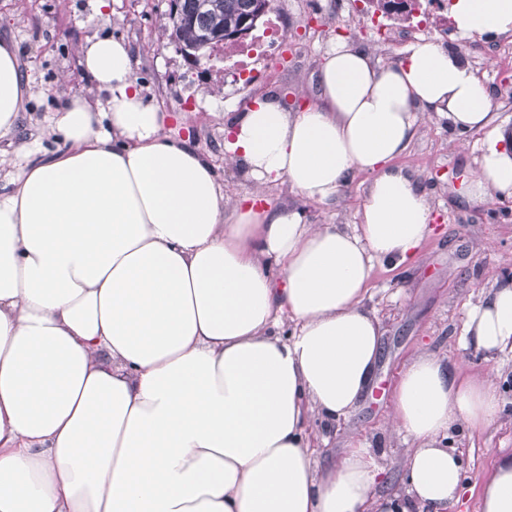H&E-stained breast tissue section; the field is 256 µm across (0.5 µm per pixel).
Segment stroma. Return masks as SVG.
<instances>
[{"label": "stroma", "mask_w": 512, "mask_h": 512, "mask_svg": "<svg viewBox=\"0 0 512 512\" xmlns=\"http://www.w3.org/2000/svg\"><path fill=\"white\" fill-rule=\"evenodd\" d=\"M273 8L284 19L289 43L301 52L294 62L269 68L264 79L246 85L226 81L213 60L194 69L185 65L161 31L168 0H110L103 15L95 12L94 0H0V39L16 43L22 70L34 78L17 133L0 138V156L15 157L21 144L34 140L54 148L47 126L64 101L76 95L101 101L82 72L78 49L91 36L108 35L129 44L133 77L143 96L174 116L167 135L190 139L209 157L224 182L228 204L259 190L264 206L303 211L309 223H358L370 175L352 174L328 203L306 199L285 180L257 187L225 155L224 126L264 95H276L291 111L317 100L323 53L335 35L351 36L353 43L368 48L379 67L397 64L409 40L373 25L365 35H350L347 14L337 11L336 0H274ZM431 41L474 67L492 93L494 126L512 133V51L505 48L512 32L462 39L452 30ZM419 123L418 133L392 165L424 188L434 232L410 264L375 265L364 300L381 332L373 380L353 411L333 424L311 415L308 431L317 466L330 465L364 443L384 467L381 490L396 491L403 486L411 444L389 430L386 420L404 367L428 352L465 376L496 369L497 417L478 432L459 427L452 442L463 460L464 477L460 499L449 510L480 512L484 481L499 456L512 453V355L485 358L466 348L461 336L469 311L492 288L512 279V198L493 194L470 202L457 192L462 173L477 166L486 130L457 135L447 119L429 111L421 113Z\"/></svg>", "instance_id": "35a3bbf8"}]
</instances>
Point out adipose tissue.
Wrapping results in <instances>:
<instances>
[{"label": "adipose tissue", "instance_id": "adipose-tissue-1", "mask_svg": "<svg viewBox=\"0 0 512 512\" xmlns=\"http://www.w3.org/2000/svg\"><path fill=\"white\" fill-rule=\"evenodd\" d=\"M451 11L463 38L512 31V0ZM80 54L105 103L70 99L49 124L63 150L22 145L0 189V512H447L463 480L447 439L497 416L491 378L429 353L403 369L391 418L413 446L400 492H378L363 446L317 470L306 423L357 405L380 351L363 305L373 266L410 263L431 231L423 190L391 165L419 112L458 134L487 129L462 197H512V152L471 66L416 41L380 69L338 36L317 101L289 112L259 98L225 127V152L260 186L285 179L327 203L370 174L349 230L245 199L226 210L204 154L165 136L171 115L144 100L129 45L95 36ZM29 90L16 44L0 40V137ZM463 341L512 354V282L470 310ZM481 512H512V455Z\"/></svg>", "mask_w": 512, "mask_h": 512}]
</instances>
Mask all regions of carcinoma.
<instances>
[{"label":"carcinoma","mask_w":512,"mask_h":512,"mask_svg":"<svg viewBox=\"0 0 512 512\" xmlns=\"http://www.w3.org/2000/svg\"><path fill=\"white\" fill-rule=\"evenodd\" d=\"M258 9L257 0H173L164 25L169 43L186 49L187 65L211 58L221 45L217 36L233 33Z\"/></svg>","instance_id":"cac0c4a2"}]
</instances>
